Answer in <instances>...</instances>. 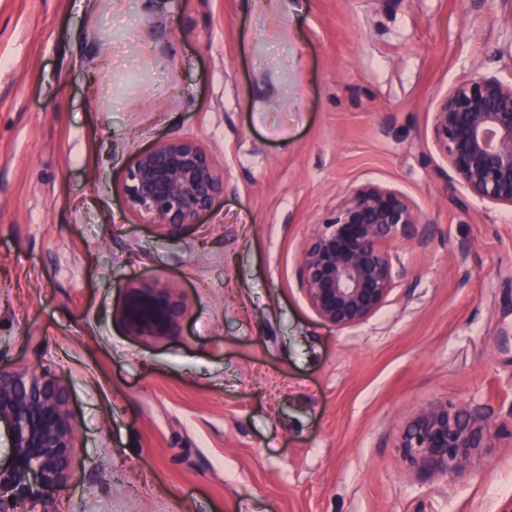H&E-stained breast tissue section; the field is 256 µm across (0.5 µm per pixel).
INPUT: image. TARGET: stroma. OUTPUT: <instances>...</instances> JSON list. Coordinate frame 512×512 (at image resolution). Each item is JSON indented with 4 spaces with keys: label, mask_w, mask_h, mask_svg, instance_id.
<instances>
[{
    "label": "stroma",
    "mask_w": 512,
    "mask_h": 512,
    "mask_svg": "<svg viewBox=\"0 0 512 512\" xmlns=\"http://www.w3.org/2000/svg\"><path fill=\"white\" fill-rule=\"evenodd\" d=\"M0 0V365L65 388L62 490L17 512H512V210L443 184L431 113L512 79V0ZM198 139L224 195L170 235L127 169ZM435 226L369 320L323 323L304 239L352 187ZM177 283L178 333L124 335L128 283ZM483 407L459 475L398 447L431 401Z\"/></svg>",
    "instance_id": "obj_1"
}]
</instances>
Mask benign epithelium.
Instances as JSON below:
<instances>
[{"mask_svg": "<svg viewBox=\"0 0 512 512\" xmlns=\"http://www.w3.org/2000/svg\"><path fill=\"white\" fill-rule=\"evenodd\" d=\"M434 149L448 166V190L491 206L512 208V80L476 73L448 88L430 124ZM127 208L168 234L193 224L224 195V173L194 138L176 137L141 153L126 171ZM432 233L403 192L360 184L305 238L297 280L316 316L334 327L372 317L408 276L397 249ZM188 313L174 282L125 288L116 319L128 336L174 335ZM499 427L478 408L438 400L414 409L398 448L412 464L461 474ZM0 512L33 495L58 490L65 478L75 425L59 382L28 369L0 367Z\"/></svg>", "mask_w": 512, "mask_h": 512, "instance_id": "1", "label": "benign epithelium"}]
</instances>
